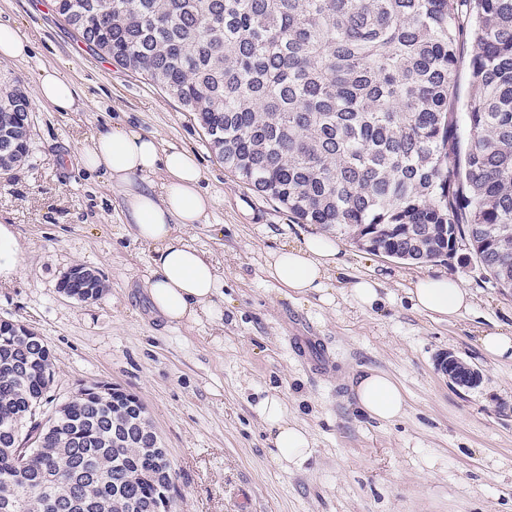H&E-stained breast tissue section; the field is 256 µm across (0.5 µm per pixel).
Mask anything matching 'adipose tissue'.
Listing matches in <instances>:
<instances>
[{"label":"adipose tissue","instance_id":"obj_1","mask_svg":"<svg viewBox=\"0 0 512 512\" xmlns=\"http://www.w3.org/2000/svg\"><path fill=\"white\" fill-rule=\"evenodd\" d=\"M38 103L57 112H73L78 97L73 82L57 69L41 68L35 84ZM86 172H99L123 192L124 222L137 240L154 248L146 277L149 300L166 322H194L215 309L223 285L214 262L184 238L182 229L210 221L217 201L202 188L203 171L194 154L132 127L99 133L77 154ZM340 247L323 235L306 238L300 246L271 253L268 275L299 295H317L325 304L335 297L326 284L339 262ZM412 306L440 320L452 321L467 312L473 293L452 277H421L407 290ZM359 413L373 420L399 418L406 400L399 385L373 369L352 382ZM259 413L273 436V458L283 467L302 468L313 454L307 433L289 421L282 399L263 398Z\"/></svg>","mask_w":512,"mask_h":512}]
</instances>
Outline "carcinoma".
Wrapping results in <instances>:
<instances>
[{
    "label": "carcinoma",
    "mask_w": 512,
    "mask_h": 512,
    "mask_svg": "<svg viewBox=\"0 0 512 512\" xmlns=\"http://www.w3.org/2000/svg\"><path fill=\"white\" fill-rule=\"evenodd\" d=\"M89 51L195 115L224 168L392 258L469 250L512 288V0H54ZM471 91L459 101L460 46ZM31 104L0 88V169L25 161ZM77 279V298L103 293ZM50 350L0 331V512H156L157 475L114 398L51 399Z\"/></svg>",
    "instance_id": "carcinoma-1"
}]
</instances>
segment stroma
Returning <instances> with one entry per match:
<instances>
[{"instance_id":"1","label":"stroma","mask_w":512,"mask_h":512,"mask_svg":"<svg viewBox=\"0 0 512 512\" xmlns=\"http://www.w3.org/2000/svg\"><path fill=\"white\" fill-rule=\"evenodd\" d=\"M33 44L25 62H0V79L33 92L40 67L75 84L81 106L33 104L32 152L0 172V223L26 249L17 278L0 283V320L36 332L55 369L51 393L71 397L104 382L146 405L176 471L178 512H512V361L480 348L482 332L512 326V291L453 255L399 261L340 239L329 272L336 304L282 288L267 272L271 251L321 233L225 169L193 115L143 75L103 60L56 13L53 0H0V22ZM129 123L194 153L217 203L210 223L187 230L224 280L219 313L179 326L158 317L144 288L153 248L122 217L105 177L72 160L112 124ZM97 270L109 288L80 301L59 288L73 266ZM377 279L394 303L358 309L347 284ZM420 276H452L474 294L471 311L440 321L412 308ZM453 353L480 373L476 387L449 383L437 359ZM371 368L403 389L390 423L358 415L351 379ZM278 395L314 454L302 471L272 459L257 405Z\"/></svg>"}]
</instances>
